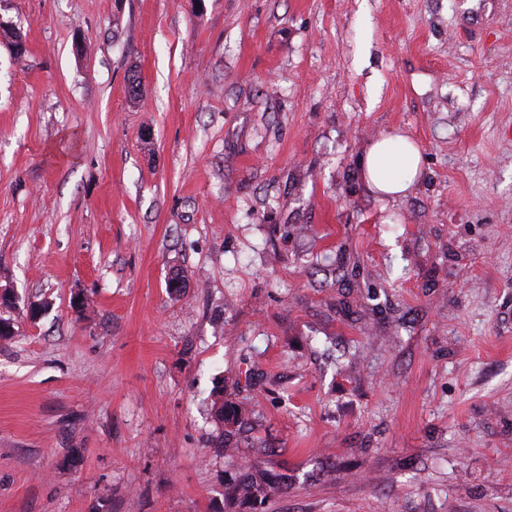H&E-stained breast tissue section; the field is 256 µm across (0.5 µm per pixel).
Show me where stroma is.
<instances>
[{
	"label": "stroma",
	"instance_id": "1",
	"mask_svg": "<svg viewBox=\"0 0 512 512\" xmlns=\"http://www.w3.org/2000/svg\"><path fill=\"white\" fill-rule=\"evenodd\" d=\"M0 21V512H247V462L288 480L259 512H512V0ZM399 150L403 155L394 156ZM420 152L399 135L388 136L374 143L362 161V174L367 185L385 195L397 198L411 188L419 175ZM400 169V173H395Z\"/></svg>",
	"mask_w": 512,
	"mask_h": 512
}]
</instances>
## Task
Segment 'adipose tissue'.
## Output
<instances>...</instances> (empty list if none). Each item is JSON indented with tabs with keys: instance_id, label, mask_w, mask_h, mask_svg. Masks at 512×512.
Segmentation results:
<instances>
[{
	"instance_id": "obj_1",
	"label": "adipose tissue",
	"mask_w": 512,
	"mask_h": 512,
	"mask_svg": "<svg viewBox=\"0 0 512 512\" xmlns=\"http://www.w3.org/2000/svg\"><path fill=\"white\" fill-rule=\"evenodd\" d=\"M420 152L405 138L393 135L374 143L362 161L367 185L388 197L406 194L419 175Z\"/></svg>"
}]
</instances>
